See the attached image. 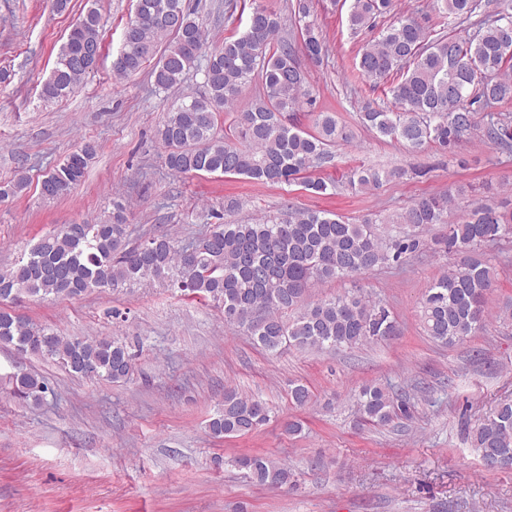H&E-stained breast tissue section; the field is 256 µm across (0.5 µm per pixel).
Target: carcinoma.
Returning a JSON list of instances; mask_svg holds the SVG:
<instances>
[{
	"mask_svg": "<svg viewBox=\"0 0 512 512\" xmlns=\"http://www.w3.org/2000/svg\"><path fill=\"white\" fill-rule=\"evenodd\" d=\"M312 0H296L294 23L303 50L320 61L326 46L311 10ZM448 23L461 24L480 13L475 31L464 41L468 69L453 64L455 36L429 39L419 19L399 17L355 58L359 77L379 82L391 72L402 80L390 87L392 106L366 104L359 122L382 139L418 150L430 144L461 146L476 132L491 144L512 148V120L496 111L512 103V0H441ZM392 8V0H351L353 31L371 26ZM123 31L113 71L121 77L139 73L150 60L155 88L178 89L192 71L203 75V92L182 95L164 117L156 136L165 166L174 174L239 175L263 184H283L303 172L333 161L336 145L349 139L333 112H320L315 131L301 126L298 112L312 105L311 92L294 47L277 40L280 16L262 7L249 14L246 30L206 51V31L184 0H136ZM102 51L101 17L91 7L60 44L54 67L41 87L45 101H60L82 84ZM262 93L238 113L230 132L217 133L219 118L255 78ZM97 155V145L82 142L41 179L46 200L65 197L80 184ZM401 175L398 170L359 167L346 176L350 188L377 185ZM27 175L0 183V202L23 193ZM449 198L424 196L400 214L396 225L381 231L377 221L352 224L325 209L288 210L262 224H213L203 238L184 246L157 234L125 248L126 206L112 201V211L94 223L62 224L33 243L27 255L0 272V302L18 304L74 299L95 290L167 281L186 295L208 299L224 312V321L240 328L268 353L285 345L298 349L355 348L397 335L396 320L381 304L344 293L304 304L310 286L354 278L377 266L397 262L416 251L412 229L445 223ZM512 238V214L491 199L472 203L467 217L448 225L444 252L455 257L433 280L420 301L424 332L453 346L473 336L487 320L486 296L495 271L477 246ZM0 344L52 359L71 374L111 382L133 373L131 345L120 338H71L38 325L13 310L0 308ZM16 396L39 405L49 391L37 376L12 377ZM359 421L387 425L408 415L403 394L366 384L354 395ZM263 400L234 387L224 390L222 407L209 418L214 438L250 434L271 420ZM472 450L481 460L496 458L512 466V399L500 400L472 432ZM251 481L282 487L291 483L290 468L262 455L234 459Z\"/></svg>",
	"mask_w": 512,
	"mask_h": 512,
	"instance_id": "1",
	"label": "carcinoma"
}]
</instances>
